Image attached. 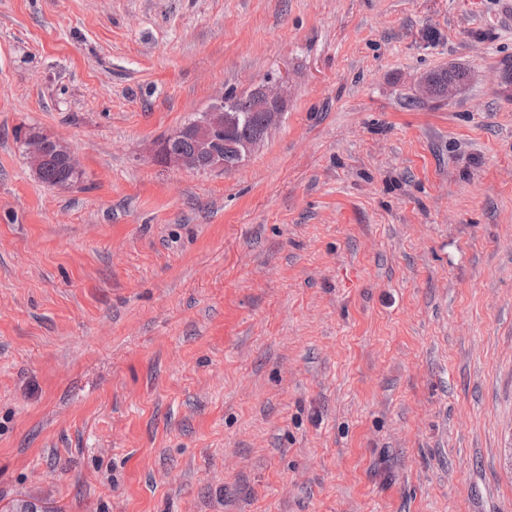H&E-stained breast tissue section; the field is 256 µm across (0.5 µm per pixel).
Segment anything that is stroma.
I'll use <instances>...</instances> for the list:
<instances>
[{
	"mask_svg": "<svg viewBox=\"0 0 512 512\" xmlns=\"http://www.w3.org/2000/svg\"><path fill=\"white\" fill-rule=\"evenodd\" d=\"M260 84L288 107L236 169L152 158ZM25 502L512 512L501 0H0V512ZM464 73L457 69H438L425 77L430 84L429 98L442 99L448 97V92L456 89L463 81ZM423 82V91L428 94L427 83ZM25 132L26 136L20 137L17 135V140L21 142L27 159L29 141L46 143L45 152L43 143H34L29 148V155L34 159H38L44 153L43 160L39 164L34 165L29 162L37 178L43 184L51 187H68L75 185L81 179L82 171L74 170L68 163L69 154L71 153L68 147L34 128H29Z\"/></svg>",
	"mask_w": 512,
	"mask_h": 512,
	"instance_id": "stroma-1",
	"label": "stroma"
}]
</instances>
